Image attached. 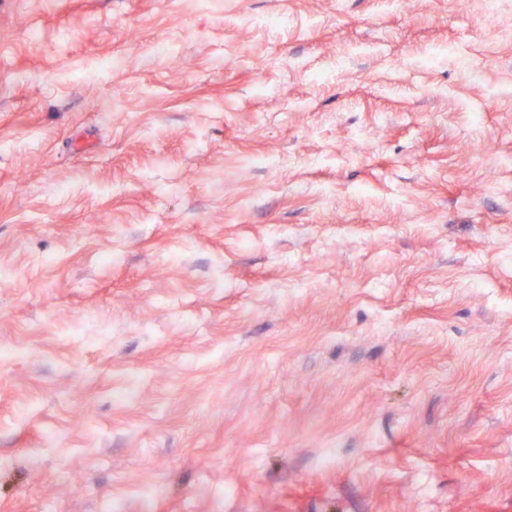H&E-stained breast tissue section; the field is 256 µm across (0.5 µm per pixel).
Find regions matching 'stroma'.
<instances>
[{
  "label": "stroma",
  "instance_id": "stroma-1",
  "mask_svg": "<svg viewBox=\"0 0 512 512\" xmlns=\"http://www.w3.org/2000/svg\"><path fill=\"white\" fill-rule=\"evenodd\" d=\"M508 155L512 0H0V512H512Z\"/></svg>",
  "mask_w": 512,
  "mask_h": 512
}]
</instances>
